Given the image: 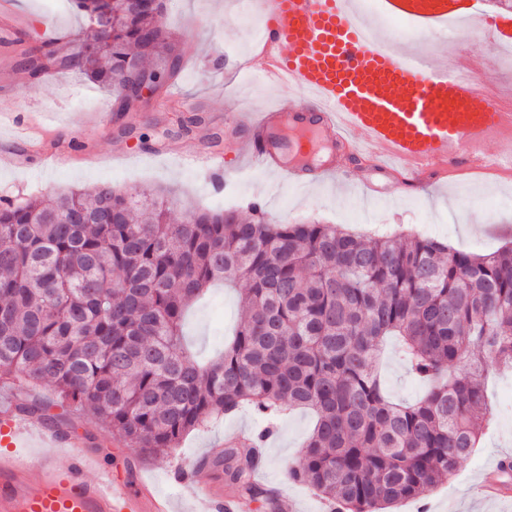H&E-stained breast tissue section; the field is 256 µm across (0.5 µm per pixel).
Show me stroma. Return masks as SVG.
<instances>
[{"label":"stroma","mask_w":512,"mask_h":512,"mask_svg":"<svg viewBox=\"0 0 512 512\" xmlns=\"http://www.w3.org/2000/svg\"><path fill=\"white\" fill-rule=\"evenodd\" d=\"M10 2L9 22L0 27V103L10 107L0 116V154H17L19 161L0 166V196L48 202L63 190L108 182L119 189L169 192L177 213L188 202L208 208L213 191L208 174L184 159L198 153L221 157L227 173L224 206L243 215L257 202L288 224H336L364 234L409 229L474 254L492 253L512 240V177L427 174L412 178L406 191L399 175H380L368 157L303 190L275 183L268 173H236L247 135L230 123V115L259 112L281 100L275 86L237 67L252 50L239 0H164L161 22L175 36L179 54L175 77L150 94L139 111L106 114L101 108L111 99L101 84L62 69L31 76L18 65L25 49L45 41L55 42L62 57L79 50L86 38L83 14L71 2L61 10L53 0ZM470 33L466 44L435 33L415 36L413 43H429L436 65L449 66L465 56L478 76L495 79L512 95V55L484 43L480 22L471 23ZM177 112L198 117L189 135H177L172 123ZM382 194L401 202L380 206ZM240 295V288L220 286L189 312L186 341L199 357L223 348L241 317ZM379 372L396 401H414L424 390L408 372L396 340L386 342ZM484 386L493 426L479 447L452 478L399 504L397 512H512V498L491 499L482 490L498 462L512 458V414L500 411L512 399V367L491 374ZM314 421L311 412L295 411L279 422L266 444L257 478L278 489L279 512H322L321 499L288 478ZM259 426L253 412L243 410L191 432L179 448L160 455L114 443L111 432L100 429L94 453L116 479L132 484L138 475L148 476L158 492L172 497L173 512H191L178 471L213 456L225 434Z\"/></svg>","instance_id":"stroma-1"}]
</instances>
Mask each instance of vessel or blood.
Returning <instances> with one entry per match:
<instances>
[{
  "label": "vessel or blood",
  "mask_w": 512,
  "mask_h": 512,
  "mask_svg": "<svg viewBox=\"0 0 512 512\" xmlns=\"http://www.w3.org/2000/svg\"><path fill=\"white\" fill-rule=\"evenodd\" d=\"M266 26L257 42L263 80L289 96L303 95L300 107H276L242 117L247 155L262 170L303 186L310 176L334 171L314 166L316 138L334 131L331 151L357 153L394 169L445 172L447 166L479 167L489 161L484 143L494 131L512 133V111L480 94L471 80L449 76L420 54L389 52L388 31L373 32L358 19L349 0H257ZM459 0H379L383 16L430 32L458 19ZM295 131L294 140L284 138ZM62 449L31 475L25 453L32 444ZM0 512H172L170 497L137 479L120 486L79 437L54 427L32 430L30 420L0 413ZM221 473L182 471L193 512H234L215 493Z\"/></svg>",
  "instance_id": "b4317fda"
}]
</instances>
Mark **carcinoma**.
Masks as SVG:
<instances>
[{
	"instance_id": "carcinoma-1",
	"label": "carcinoma",
	"mask_w": 512,
	"mask_h": 512,
	"mask_svg": "<svg viewBox=\"0 0 512 512\" xmlns=\"http://www.w3.org/2000/svg\"><path fill=\"white\" fill-rule=\"evenodd\" d=\"M89 32L58 56L24 54L36 76L58 65L113 89H152L174 75L177 43L152 10L76 0ZM246 284L232 340L203 364L185 347L187 309L216 281ZM400 338L410 371L429 383L392 402L376 372ZM466 368L455 369L459 363ZM512 366V245L486 255L430 237L364 238L333 224H280L189 208L100 183L45 205L0 196V379L50 383L58 405L88 410L142 452L167 453L210 419L243 407L266 420L310 409L316 424L288 478L338 505L387 512L451 477L479 444L488 408L481 379ZM19 412L68 426L37 401ZM271 430L246 456L227 444L208 465L251 501L276 491L253 469Z\"/></svg>"
}]
</instances>
